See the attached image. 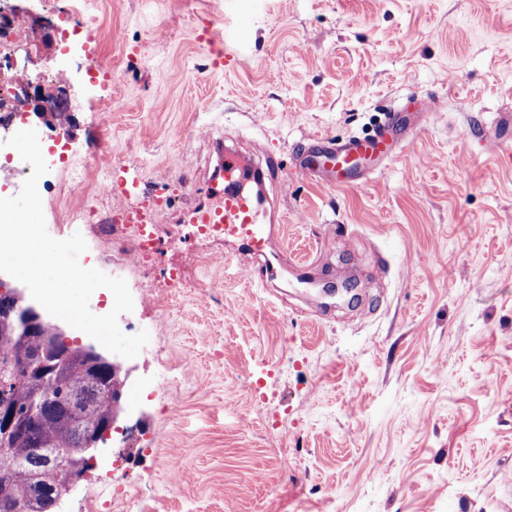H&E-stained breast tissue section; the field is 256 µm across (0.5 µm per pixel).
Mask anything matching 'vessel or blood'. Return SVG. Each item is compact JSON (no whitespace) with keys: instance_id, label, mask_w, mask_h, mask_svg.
Listing matches in <instances>:
<instances>
[{"instance_id":"vessel-or-blood-1","label":"vessel or blood","mask_w":512,"mask_h":512,"mask_svg":"<svg viewBox=\"0 0 512 512\" xmlns=\"http://www.w3.org/2000/svg\"><path fill=\"white\" fill-rule=\"evenodd\" d=\"M396 145L389 142L383 131L367 137H352L337 141L327 136H316L309 153L301 160L300 168L308 175L318 176L329 170L336 174V187H348L366 179L368 170L360 161L367 156L390 157ZM262 164L253 169L242 166L239 155L222 152L218 155L215 178L224 181V199L220 205H197L185 218L194 235L212 236L225 234L241 240L242 248L235 261L241 272H251L253 263L265 253L268 240L259 221L260 204L248 192L246 184L251 179L278 181L281 168L271 154L261 156ZM114 195L123 199V206L113 215L124 224H152L163 208L160 198L140 195L136 180L121 179L112 184Z\"/></svg>"}]
</instances>
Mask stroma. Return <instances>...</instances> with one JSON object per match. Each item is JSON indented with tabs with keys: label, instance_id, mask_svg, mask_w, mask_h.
I'll list each match as a JSON object with an SVG mask.
<instances>
[{
	"label": "stroma",
	"instance_id": "stroma-1",
	"mask_svg": "<svg viewBox=\"0 0 512 512\" xmlns=\"http://www.w3.org/2000/svg\"><path fill=\"white\" fill-rule=\"evenodd\" d=\"M94 40L67 151L171 194L158 219L215 199L216 143L279 158L266 274L224 270L239 240L163 235L143 279L121 229L84 226L125 279L128 335L149 334L97 456L127 459L123 512H512V0H83ZM233 32L223 70L197 30ZM108 61L110 81L85 66ZM439 110L410 146L338 189L303 174L311 139ZM114 99L116 112L98 103ZM198 286L170 287L174 267ZM296 464L284 470L281 449Z\"/></svg>",
	"mask_w": 512,
	"mask_h": 512
}]
</instances>
